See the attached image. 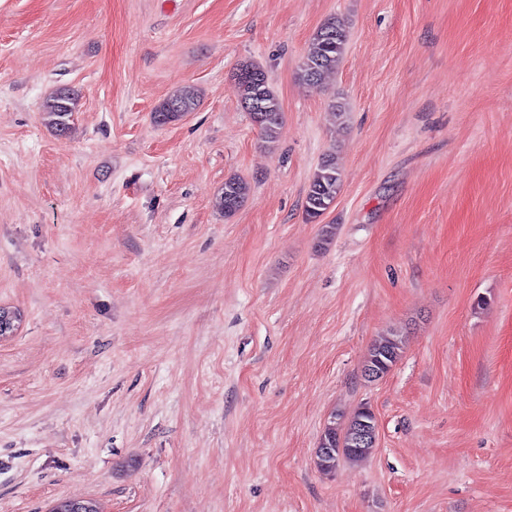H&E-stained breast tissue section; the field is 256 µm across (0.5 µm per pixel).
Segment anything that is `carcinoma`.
I'll return each instance as SVG.
<instances>
[{
  "instance_id": "cac0c4a2",
  "label": "carcinoma",
  "mask_w": 512,
  "mask_h": 512,
  "mask_svg": "<svg viewBox=\"0 0 512 512\" xmlns=\"http://www.w3.org/2000/svg\"><path fill=\"white\" fill-rule=\"evenodd\" d=\"M347 35L344 21L338 17L327 20L310 40L300 66L299 77L307 84L318 86L325 75L336 69L346 48ZM237 85L244 101L261 98L268 117L256 122L264 142L273 143L282 124V108L270 86L266 72L253 62H243L235 73ZM199 104L198 95L191 87L176 90L159 104L153 119L160 125L179 120ZM78 94L69 88L56 90L43 105L46 124L61 138L69 136L73 114L77 111ZM342 187V175L334 158L326 156L314 171L305 198L304 211L311 222L319 220L329 205L336 200ZM248 183L240 177L230 176L224 181L219 207L224 215L234 214L248 196ZM404 344L396 334H386L374 340L364 365V377L376 381L389 373L402 356ZM370 407L363 404L350 414H337L324 427L319 447L330 448L332 453H316V464L325 474L336 470L341 462L358 465L368 460L375 448L367 441L357 443L363 422L369 419Z\"/></svg>"
}]
</instances>
